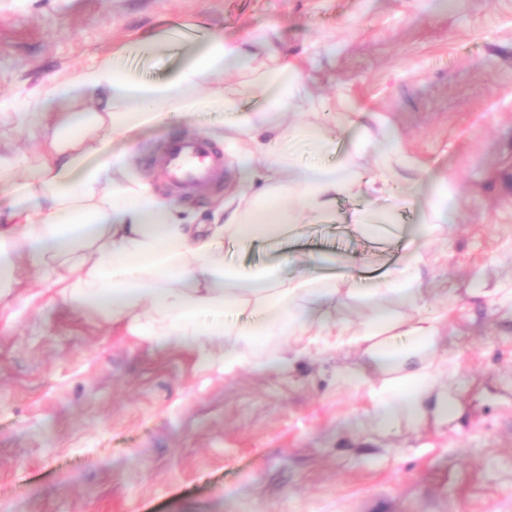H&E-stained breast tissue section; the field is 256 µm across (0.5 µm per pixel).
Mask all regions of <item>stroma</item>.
<instances>
[{"instance_id": "1", "label": "stroma", "mask_w": 512, "mask_h": 512, "mask_svg": "<svg viewBox=\"0 0 512 512\" xmlns=\"http://www.w3.org/2000/svg\"><path fill=\"white\" fill-rule=\"evenodd\" d=\"M182 27L266 30L299 74L284 149L374 184L276 241L225 248V262L288 280L318 256V275L374 288L420 260L443 317L432 363L460 414L382 432L372 381L340 379L352 350L309 347L285 373L204 368L107 311L57 302L64 259L23 264L0 296V512H512V0H0V207L43 153L28 102L121 48L139 79H164L192 46L151 37ZM356 111L362 123L343 125ZM236 121L193 112L145 129L118 178L210 223L249 189ZM313 123L335 153L293 139ZM176 136L223 152L218 184L186 195L148 164ZM444 187L441 218L430 202Z\"/></svg>"}]
</instances>
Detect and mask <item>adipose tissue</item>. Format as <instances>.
Returning a JSON list of instances; mask_svg holds the SVG:
<instances>
[{
  "mask_svg": "<svg viewBox=\"0 0 512 512\" xmlns=\"http://www.w3.org/2000/svg\"><path fill=\"white\" fill-rule=\"evenodd\" d=\"M266 40L260 29L242 43L206 37L156 82L136 80L118 51L37 102L34 115L51 125L52 137L27 195L0 227V295L20 260L43 267L79 242L84 253L72 256L56 281L63 303L108 311L135 335L165 349L195 350L200 365L218 360L228 373L247 365L287 371L299 352L270 348L279 337L352 346L386 374L375 392L377 427L391 429L403 417L452 421L459 406L429 363L441 342L440 319L423 304L416 263L366 295L375 314L356 331L336 318L354 289L315 276L287 282L276 266L224 263L226 245L277 235L357 186L347 170L300 167L277 152L270 133L281 126L296 72L285 56L250 53ZM244 72L255 75L262 108L244 109L239 87L225 81ZM88 99L97 108L81 110ZM195 110L238 113L234 148L245 178L260 181L252 199L226 197L211 224L188 223L174 205L112 176L125 164L134 132Z\"/></svg>",
  "mask_w": 512,
  "mask_h": 512,
  "instance_id": "adipose-tissue-1",
  "label": "adipose tissue"
}]
</instances>
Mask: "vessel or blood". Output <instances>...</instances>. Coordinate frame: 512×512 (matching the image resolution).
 <instances>
[{
  "label": "vessel or blood",
  "instance_id": "b4317fda",
  "mask_svg": "<svg viewBox=\"0 0 512 512\" xmlns=\"http://www.w3.org/2000/svg\"><path fill=\"white\" fill-rule=\"evenodd\" d=\"M162 165L169 178L190 193L201 185L214 184L224 161L208 140L177 136L168 141Z\"/></svg>",
  "mask_w": 512,
  "mask_h": 512
}]
</instances>
